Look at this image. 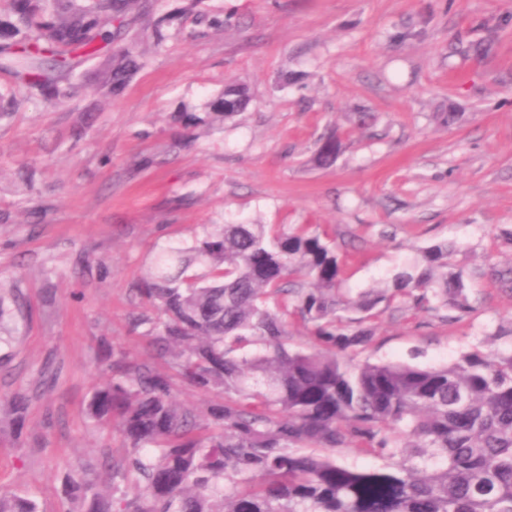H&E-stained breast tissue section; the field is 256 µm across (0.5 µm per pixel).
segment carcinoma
<instances>
[{"mask_svg":"<svg viewBox=\"0 0 512 512\" xmlns=\"http://www.w3.org/2000/svg\"><path fill=\"white\" fill-rule=\"evenodd\" d=\"M200 2L151 18L147 0H0V71L21 92L0 91V117L24 101L119 94L143 64L141 20L159 48ZM249 98L230 86L180 103L175 120L206 133ZM339 150L325 136L312 161L330 166ZM452 250L433 243L389 287L354 296L340 288L335 242L308 224H221L162 252L133 289L150 306L131 321L150 357L104 348L109 376L86 408L95 425H117L126 455L102 484L67 477L62 512H512V346L480 342L431 368L346 359L395 303L470 311ZM19 313V294L0 289V344ZM290 317L313 349L291 344ZM178 381L220 400L180 403ZM345 449L388 463L350 468L336 459ZM0 512L43 510L1 490Z\"/></svg>","mask_w":512,"mask_h":512,"instance_id":"carcinoma-1","label":"carcinoma"}]
</instances>
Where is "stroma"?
Listing matches in <instances>:
<instances>
[{
    "label": "stroma",
    "mask_w": 512,
    "mask_h": 512,
    "mask_svg": "<svg viewBox=\"0 0 512 512\" xmlns=\"http://www.w3.org/2000/svg\"><path fill=\"white\" fill-rule=\"evenodd\" d=\"M206 11L229 24L209 28ZM181 27L162 49L141 43L146 62L117 97L26 102L0 120V286L25 314L0 346V490L34 491L45 512L101 448L124 455L85 415L106 379L98 352L144 353L133 288L211 225H313L356 292L453 243L469 313L390 308L354 363L440 366L512 326V288L492 275L512 267V0H203ZM231 82L251 91L243 112L199 136L174 122L179 102ZM87 106L94 123L73 140ZM330 133L338 158L315 166Z\"/></svg>",
    "instance_id": "35a3bbf8"
}]
</instances>
